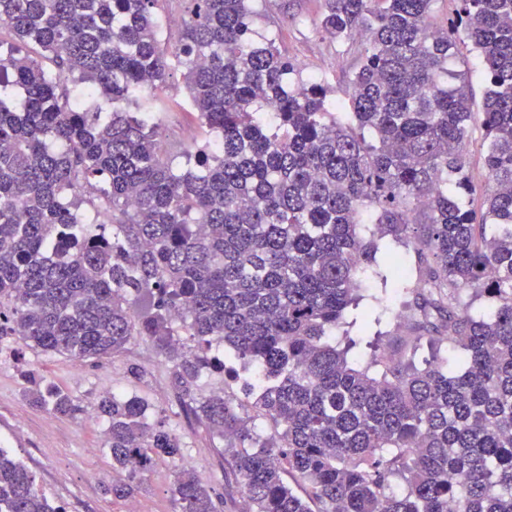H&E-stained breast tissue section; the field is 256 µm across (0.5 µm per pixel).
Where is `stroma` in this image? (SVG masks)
Returning a JSON list of instances; mask_svg holds the SVG:
<instances>
[{"label": "stroma", "instance_id": "35a3bbf8", "mask_svg": "<svg viewBox=\"0 0 512 512\" xmlns=\"http://www.w3.org/2000/svg\"><path fill=\"white\" fill-rule=\"evenodd\" d=\"M323 0H251L254 29L275 39L298 68L300 78L318 76L333 96L348 98L349 80L360 63L357 43L339 42L320 33L315 21ZM453 68L466 79L472 111H481L487 83L482 66L467 39H460L452 61ZM157 117L167 140L182 148L197 150L211 141L193 108L185 89L184 69L173 66L169 85L159 94ZM378 259L394 253L405 260L412 280L408 289L397 288L394 280L370 277L368 297L359 308L348 310L345 323L336 331V342L354 340L348 358L367 366L372 354L369 342L380 340L386 353L401 360L422 362L431 353L447 359L449 370H457L460 352L442 342L437 349L427 344L411 345L418 324L425 320L427 294L420 283L423 266L410 249L389 239L377 243ZM146 372L136 379L131 367ZM35 371L69 392L82 406L74 418H63L35 408L28 392V371ZM121 393L146 400L165 411L182 443V465L195 468L216 492L224 497V512H251L246 494L230 476L229 458L223 457L224 443L204 424L186 417L179 408L172 372L164 358L141 339H133L121 355L97 364L65 356H48L24 347L15 337L0 338V448L13 455L34 474L45 489L67 512H128L137 505L139 512H175L170 488L173 464L158 462L148 481V489L129 502L104 495V485L119 480L121 472L112 467V458L103 446L104 421L95 404L106 393Z\"/></svg>", "mask_w": 512, "mask_h": 512}]
</instances>
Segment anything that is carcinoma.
I'll use <instances>...</instances> for the list:
<instances>
[{
  "instance_id": "cac0c4a2",
  "label": "carcinoma",
  "mask_w": 512,
  "mask_h": 512,
  "mask_svg": "<svg viewBox=\"0 0 512 512\" xmlns=\"http://www.w3.org/2000/svg\"><path fill=\"white\" fill-rule=\"evenodd\" d=\"M186 2L169 45L159 0H0L13 37L0 44V336L91 362L149 341L182 407L230 441L252 512H512V0H458L445 29L430 23L435 0H323L319 29L362 37L346 103L314 77L293 81L275 39L254 40L248 0ZM461 30L489 84L478 214L463 203L477 192L474 116L449 67ZM29 44L54 69L20 55ZM173 60L218 140L185 152V170L151 97ZM388 236L432 256L441 325L427 332L459 348L460 371L436 356L362 368L336 346L357 272ZM467 293L488 300L480 316ZM143 297L151 309L136 314ZM215 373L243 379L270 438L224 389L197 396ZM27 377L35 406L80 412ZM97 412L125 473L112 497L180 456L141 398L106 395ZM172 494L178 512H220L194 469L174 468ZM0 512L66 510L0 449Z\"/></svg>"
}]
</instances>
